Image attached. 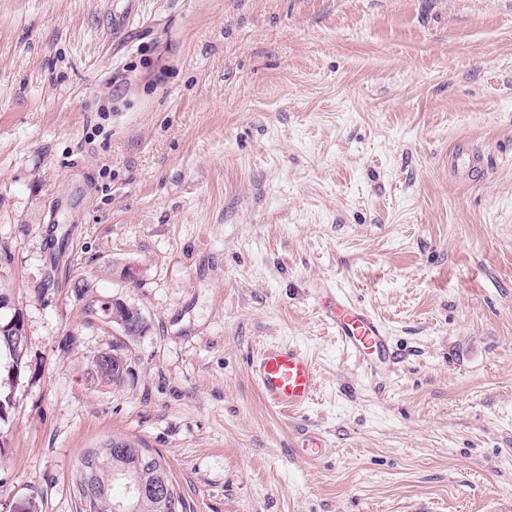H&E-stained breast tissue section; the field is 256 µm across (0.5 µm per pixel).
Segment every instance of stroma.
<instances>
[{
	"label": "stroma",
	"instance_id": "1",
	"mask_svg": "<svg viewBox=\"0 0 512 512\" xmlns=\"http://www.w3.org/2000/svg\"><path fill=\"white\" fill-rule=\"evenodd\" d=\"M81 278L145 334L86 316ZM0 294L28 336L0 512H79L115 437L191 512H512V0H0ZM288 342L317 377L292 416L249 374ZM318 290L326 298L319 308L320 315L335 330L344 350L362 361L366 369L376 372L378 365L366 355L376 352L386 358L389 342L382 323L353 303L341 288L323 285Z\"/></svg>",
	"mask_w": 512,
	"mask_h": 512
}]
</instances>
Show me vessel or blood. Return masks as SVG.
Returning <instances> with one entry per match:
<instances>
[{
    "label": "vessel or blood",
    "mask_w": 512,
    "mask_h": 512,
    "mask_svg": "<svg viewBox=\"0 0 512 512\" xmlns=\"http://www.w3.org/2000/svg\"><path fill=\"white\" fill-rule=\"evenodd\" d=\"M326 301L319 309L325 322L336 332L344 350L376 371L371 353L386 355L388 337L382 323L353 303L338 287L320 288ZM250 373L265 401L291 414L305 409L316 388V370L308 354L295 345H269L250 361Z\"/></svg>",
    "instance_id": "b4317fda"
}]
</instances>
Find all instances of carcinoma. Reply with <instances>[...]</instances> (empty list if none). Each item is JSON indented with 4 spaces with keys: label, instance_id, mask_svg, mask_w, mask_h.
Listing matches in <instances>:
<instances>
[{
    "label": "carcinoma",
    "instance_id": "carcinoma-1",
    "mask_svg": "<svg viewBox=\"0 0 512 512\" xmlns=\"http://www.w3.org/2000/svg\"><path fill=\"white\" fill-rule=\"evenodd\" d=\"M76 290L77 297L85 304L86 315L106 318L112 314V299H100L93 294V285L82 280ZM25 329L24 322L0 321V357L9 356L8 375L20 373L24 357V344L16 342L18 333ZM79 481L77 485L81 503H86L85 492H90L95 499L89 512H111V504L116 496L113 489L117 484H124L123 477L132 475L144 485L146 492L137 499L136 512H188L187 502L173 478L170 466L159 453H152L147 448L133 446L115 450L110 456H99L87 449L79 459ZM167 480L175 491L173 500L166 502L159 498L152 487Z\"/></svg>",
    "mask_w": 512,
    "mask_h": 512
}]
</instances>
